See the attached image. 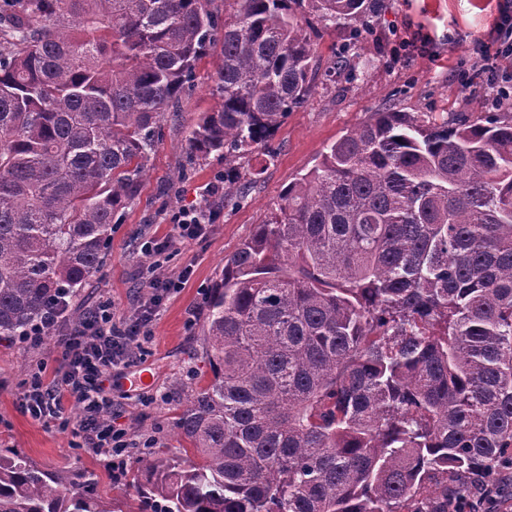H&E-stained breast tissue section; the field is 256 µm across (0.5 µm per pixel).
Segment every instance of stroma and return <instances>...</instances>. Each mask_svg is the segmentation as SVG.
<instances>
[{
    "instance_id": "1",
    "label": "stroma",
    "mask_w": 512,
    "mask_h": 512,
    "mask_svg": "<svg viewBox=\"0 0 512 512\" xmlns=\"http://www.w3.org/2000/svg\"><path fill=\"white\" fill-rule=\"evenodd\" d=\"M504 11L512 14V0H384L370 29L359 32L351 23L330 30L315 25L311 36L319 71L312 92L268 141V155H248V168L261 171L257 183L244 199L221 207L220 218L206 237L186 241L159 269L174 277L185 265L194 268L186 287L164 300L148 338L145 365L153 378L144 390L160 393V401L145 407L133 395L130 380L136 367H117L107 383L132 439L158 435L157 450L173 458L182 456L185 443L175 435L174 423L194 384L193 373L209 371L203 327L209 297L224 278V260L266 221L282 190L315 165L329 144L384 108L438 123L485 118L495 85L465 86L458 65L481 66L474 47L494 36ZM343 46L358 65L356 75L329 81L323 70L332 48ZM218 64L217 55L202 58L194 90L179 98L163 119L138 192L120 223L112 227L106 261L74 289L69 315L81 314L85 304L101 297L111 299L116 315H133L149 296L142 276L151 258L141 252V238L164 237L171 230L169 215L208 204V187L223 175L224 156L214 153L190 166L184 147L199 113L217 105L211 77ZM60 356L52 340L33 349L15 337L0 339V446L21 450L44 469L86 474L97 480L114 512H135L137 498L127 480L113 479L94 452L72 447L69 433L44 428L22 407V381L39 365L55 369Z\"/></svg>"
}]
</instances>
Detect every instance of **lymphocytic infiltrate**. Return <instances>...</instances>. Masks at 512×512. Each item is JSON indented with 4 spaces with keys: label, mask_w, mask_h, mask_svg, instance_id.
<instances>
[{
    "label": "lymphocytic infiltrate",
    "mask_w": 512,
    "mask_h": 512,
    "mask_svg": "<svg viewBox=\"0 0 512 512\" xmlns=\"http://www.w3.org/2000/svg\"><path fill=\"white\" fill-rule=\"evenodd\" d=\"M218 217V211L208 206L181 210L171 219L173 234L146 242L145 252L154 258L169 254L185 241L206 236ZM192 275L188 266L174 279L150 274L146 286L151 295L135 316L115 317L111 301L106 300L93 306L78 323L62 325L57 314L33 325L20 338L30 347L52 340L62 350L52 377L36 371L24 380L25 412L45 427L68 431L74 447L105 456L113 478L125 474L134 442L120 413L113 411L111 398L104 396L103 382L116 367L144 362V342L158 307ZM74 405L80 409L76 417L70 413Z\"/></svg>",
    "instance_id": "f902f5d3"
}]
</instances>
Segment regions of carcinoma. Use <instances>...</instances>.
Here are the masks:
<instances>
[{
    "instance_id": "cac0c4a2",
    "label": "carcinoma",
    "mask_w": 512,
    "mask_h": 512,
    "mask_svg": "<svg viewBox=\"0 0 512 512\" xmlns=\"http://www.w3.org/2000/svg\"><path fill=\"white\" fill-rule=\"evenodd\" d=\"M381 0H0V336L103 265L159 123L218 48V104L187 149L262 152L312 92L310 34ZM354 69L339 53L325 75ZM211 377L138 458L139 512H448L512 459V119L385 109L288 184L224 261L203 329ZM0 512H112L85 476L0 448Z\"/></svg>"
}]
</instances>
